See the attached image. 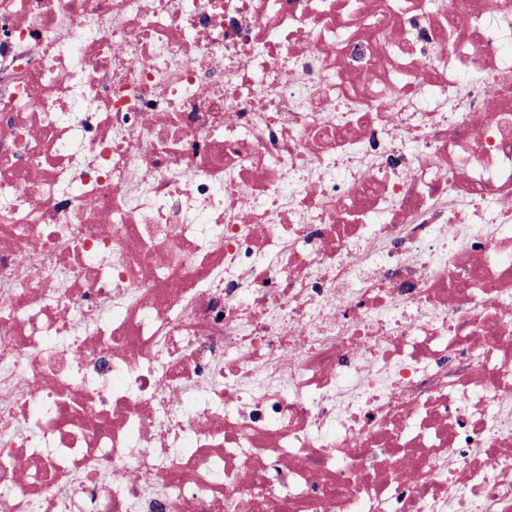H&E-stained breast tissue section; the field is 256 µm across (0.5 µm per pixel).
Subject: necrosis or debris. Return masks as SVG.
<instances>
[{"label": "necrosis or debris", "instance_id": "obj_1", "mask_svg": "<svg viewBox=\"0 0 512 512\" xmlns=\"http://www.w3.org/2000/svg\"><path fill=\"white\" fill-rule=\"evenodd\" d=\"M0 512H512V0H0Z\"/></svg>", "mask_w": 512, "mask_h": 512}]
</instances>
